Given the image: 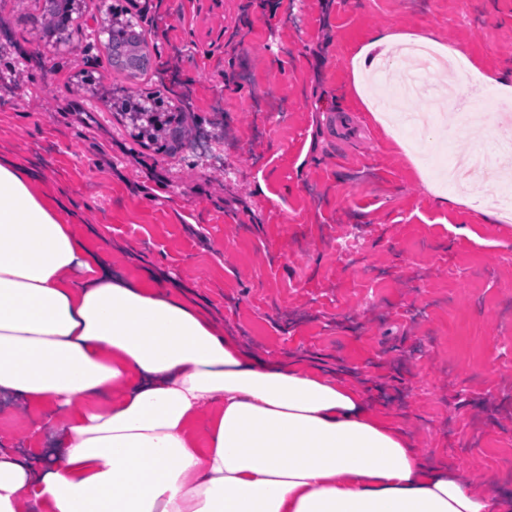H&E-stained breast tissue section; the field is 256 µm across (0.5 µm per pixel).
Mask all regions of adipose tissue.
Returning <instances> with one entry per match:
<instances>
[{
    "label": "adipose tissue",
    "mask_w": 512,
    "mask_h": 512,
    "mask_svg": "<svg viewBox=\"0 0 512 512\" xmlns=\"http://www.w3.org/2000/svg\"><path fill=\"white\" fill-rule=\"evenodd\" d=\"M0 512H504L347 376L262 360L197 305L112 274L63 200L0 160Z\"/></svg>",
    "instance_id": "ef3b65f1"
}]
</instances>
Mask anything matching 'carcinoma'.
I'll return each mask as SVG.
<instances>
[{
	"label": "carcinoma",
	"mask_w": 512,
	"mask_h": 512,
	"mask_svg": "<svg viewBox=\"0 0 512 512\" xmlns=\"http://www.w3.org/2000/svg\"><path fill=\"white\" fill-rule=\"evenodd\" d=\"M75 0H43L40 24L43 30L63 39V34L57 29L55 19L62 13L74 9ZM106 35L105 49L111 60L113 72L126 78L135 79L148 72L151 66L149 57L142 51L145 34L139 22L130 18L110 20L102 24ZM130 122H138L134 126L137 137L166 142L172 149L184 145L191 135L189 129L173 112L156 111V99L144 98L125 101L118 106Z\"/></svg>",
	"instance_id": "cac0c4a2"
}]
</instances>
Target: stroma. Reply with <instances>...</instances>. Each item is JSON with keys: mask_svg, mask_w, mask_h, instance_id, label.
<instances>
[{"mask_svg": "<svg viewBox=\"0 0 512 512\" xmlns=\"http://www.w3.org/2000/svg\"><path fill=\"white\" fill-rule=\"evenodd\" d=\"M147 11L156 68L57 43L37 0H0V157L66 198L112 271L182 290L261 358L344 372L419 452L512 503V223L426 170L353 72L380 32L427 36L512 73V0H108ZM159 98L196 142L142 145L114 106ZM444 107L453 157L484 122ZM355 235L346 257L337 238Z\"/></svg>", "mask_w": 512, "mask_h": 512, "instance_id": "stroma-1", "label": "stroma"}]
</instances>
